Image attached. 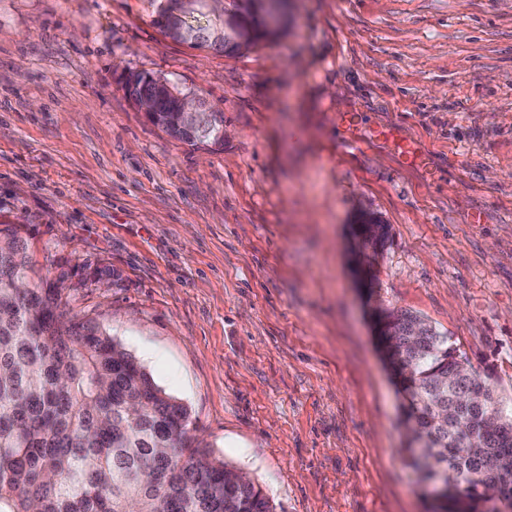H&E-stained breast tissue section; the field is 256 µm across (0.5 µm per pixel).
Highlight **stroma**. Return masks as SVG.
Masks as SVG:
<instances>
[{
	"label": "stroma",
	"mask_w": 512,
	"mask_h": 512,
	"mask_svg": "<svg viewBox=\"0 0 512 512\" xmlns=\"http://www.w3.org/2000/svg\"><path fill=\"white\" fill-rule=\"evenodd\" d=\"M288 10L224 53L166 38L154 0H0V223L276 512H432L374 311L512 400V0ZM122 69L201 93L223 146L150 123ZM365 212L391 233L370 259Z\"/></svg>",
	"instance_id": "stroma-1"
}]
</instances>
